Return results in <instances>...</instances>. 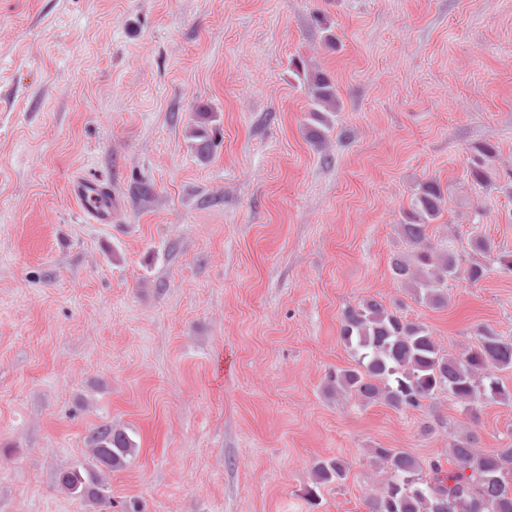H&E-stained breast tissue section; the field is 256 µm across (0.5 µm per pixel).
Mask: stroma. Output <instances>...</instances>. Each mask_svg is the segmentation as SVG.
I'll use <instances>...</instances> for the list:
<instances>
[{
    "instance_id": "1",
    "label": "stroma",
    "mask_w": 512,
    "mask_h": 512,
    "mask_svg": "<svg viewBox=\"0 0 512 512\" xmlns=\"http://www.w3.org/2000/svg\"><path fill=\"white\" fill-rule=\"evenodd\" d=\"M301 61L336 82L324 150ZM78 176L109 179L115 223L82 216ZM427 180L434 247L470 263L478 232L512 254V0H0V512H369L370 449L446 466L453 435L511 446L512 403L327 389L368 298L447 353L512 339V271L457 274L442 307L393 280ZM105 423L136 454L105 501L73 497L58 474ZM330 457L346 480L313 487ZM494 157L495 148L490 143L475 146L472 150L469 173L473 181L482 188L490 185L488 165Z\"/></svg>"
}]
</instances>
